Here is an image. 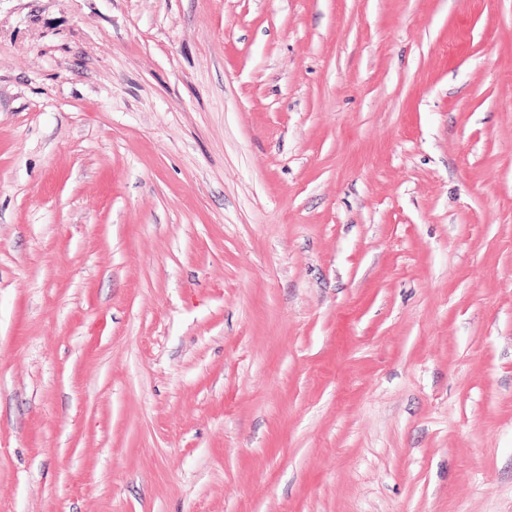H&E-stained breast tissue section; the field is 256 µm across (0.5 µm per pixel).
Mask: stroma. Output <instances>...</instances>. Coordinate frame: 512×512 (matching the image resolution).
<instances>
[{
  "mask_svg": "<svg viewBox=\"0 0 512 512\" xmlns=\"http://www.w3.org/2000/svg\"><path fill=\"white\" fill-rule=\"evenodd\" d=\"M0 512H512V0H0Z\"/></svg>",
  "mask_w": 512,
  "mask_h": 512,
  "instance_id": "stroma-1",
  "label": "stroma"
}]
</instances>
